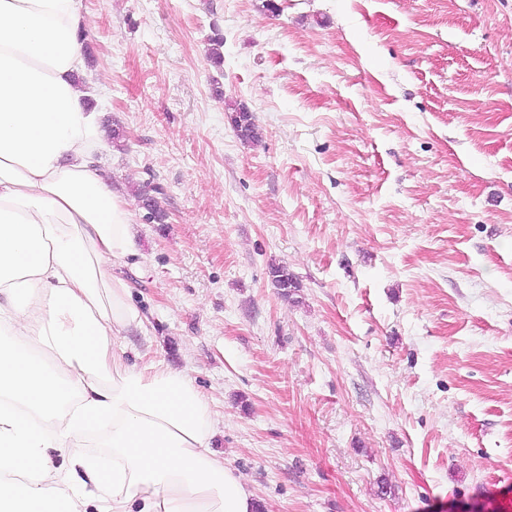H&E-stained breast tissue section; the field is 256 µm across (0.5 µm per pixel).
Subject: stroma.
Wrapping results in <instances>:
<instances>
[{"label":"stroma","mask_w":512,"mask_h":512,"mask_svg":"<svg viewBox=\"0 0 512 512\" xmlns=\"http://www.w3.org/2000/svg\"><path fill=\"white\" fill-rule=\"evenodd\" d=\"M78 5L83 90L125 131L100 165L137 230L127 361L188 374L261 512H504L512 0ZM228 110L239 112L233 123L238 137L246 144L258 143L261 136L253 112L243 104L232 105ZM269 274L274 288L286 299L292 295V291H294L295 288H299L297 281L286 266L273 264L270 266Z\"/></svg>","instance_id":"stroma-1"}]
</instances>
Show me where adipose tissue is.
<instances>
[{"instance_id": "adipose-tissue-1", "label": "adipose tissue", "mask_w": 512, "mask_h": 512, "mask_svg": "<svg viewBox=\"0 0 512 512\" xmlns=\"http://www.w3.org/2000/svg\"><path fill=\"white\" fill-rule=\"evenodd\" d=\"M82 28L77 0H0V512H255L193 381L116 348L143 323L116 273L133 213L74 80Z\"/></svg>"}]
</instances>
